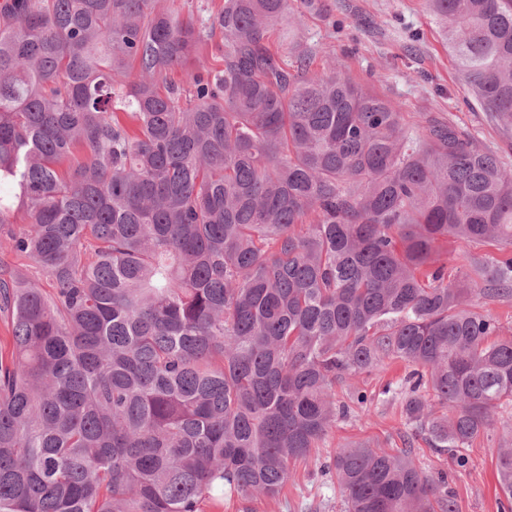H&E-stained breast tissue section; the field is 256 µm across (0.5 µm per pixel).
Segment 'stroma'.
<instances>
[{
	"label": "stroma",
	"mask_w": 512,
	"mask_h": 512,
	"mask_svg": "<svg viewBox=\"0 0 512 512\" xmlns=\"http://www.w3.org/2000/svg\"><path fill=\"white\" fill-rule=\"evenodd\" d=\"M270 46L286 62H294L296 49L312 56L317 72L344 68L357 84L385 97L402 112L405 125L420 113L432 112L451 121L480 148L491 151L512 167V132H504L463 89L441 27L428 10L427 0H315L313 8L289 22L275 25ZM25 209H17L12 223L0 226V263L23 272L44 293H51L50 277L30 258L16 255L8 236L28 224ZM407 369L392 362L383 369L356 376L336 386L337 403L347 404L355 390L366 392L367 407L337 420L325 438L305 459L290 467L291 478L279 497L245 502L225 498L223 506L205 512H344L342 493L334 473L323 465L345 445L367 441L393 452L403 445L407 430L400 397L387 386H400ZM496 424L467 451L466 467L433 448L423 434L414 438V460L424 474L448 473V487L458 512H499L503 498L497 480L494 453L512 424V405L495 414Z\"/></svg>",
	"instance_id": "stroma-1"
}]
</instances>
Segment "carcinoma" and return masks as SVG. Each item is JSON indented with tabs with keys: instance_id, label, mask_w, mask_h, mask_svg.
<instances>
[{
	"instance_id": "cac0c4a2",
	"label": "carcinoma",
	"mask_w": 512,
	"mask_h": 512,
	"mask_svg": "<svg viewBox=\"0 0 512 512\" xmlns=\"http://www.w3.org/2000/svg\"><path fill=\"white\" fill-rule=\"evenodd\" d=\"M461 80L512 129V0H428ZM291 0H0V224L51 278L0 265V512H204L275 497L349 413L332 390L413 367L410 431L468 463L512 403V168L342 69L288 68ZM224 68L200 56L215 33ZM184 88L167 79L187 63ZM492 244L448 280L441 245ZM450 408L436 415L419 393ZM512 501V425L495 448ZM346 512H457L448 474L340 449ZM165 6L182 19H191L196 24L212 17L224 5V0H165ZM475 310L496 318L501 327V335L512 336V301L498 302L480 299L475 302Z\"/></svg>"
}]
</instances>
